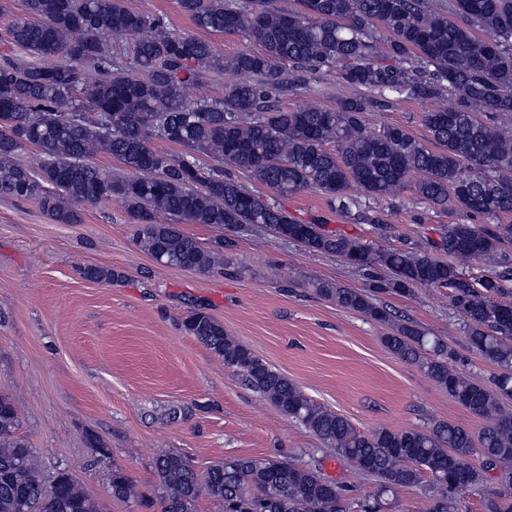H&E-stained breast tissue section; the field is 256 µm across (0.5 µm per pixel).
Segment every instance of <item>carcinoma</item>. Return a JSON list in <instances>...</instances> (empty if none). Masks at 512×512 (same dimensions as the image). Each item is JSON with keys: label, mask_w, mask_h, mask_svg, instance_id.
<instances>
[{"label": "carcinoma", "mask_w": 512, "mask_h": 512, "mask_svg": "<svg viewBox=\"0 0 512 512\" xmlns=\"http://www.w3.org/2000/svg\"><path fill=\"white\" fill-rule=\"evenodd\" d=\"M196 27L244 32L262 50L231 57L201 39L171 32L164 18L129 10L124 0H29L31 17L8 28L14 50L0 54V196L37 200L60 224L79 220L78 205L122 200L136 223V240L169 266L206 271L224 262L178 223L235 229L257 226L277 239L334 255L367 272L378 292L408 296L417 288L448 289V299L470 348L496 365L490 383L450 365L454 350L359 290L321 284L336 305L390 328L384 344L418 367L475 416L487 420L474 435L439 421L427 429L358 431L345 417L314 404L288 377L224 332L198 308L185 330L224 359L255 392L316 435L323 444L376 481L364 512H383L402 488L430 476L426 512H458L459 494L477 491L484 512H512V302L497 301L512 286V255L501 244L512 224V136L495 120L512 117V0H454L453 22L427 0H299L277 10L267 0H179ZM133 38L124 53L112 40ZM433 68L431 80L417 65ZM336 67L343 82L364 94L334 108L307 103L270 105L297 86L312 92L305 74ZM230 69L238 80L215 98L186 90ZM425 98L439 105L423 121L438 149L400 127L367 129L362 113L378 98ZM178 146L173 153L154 145ZM37 152L31 167L18 155ZM106 153L128 171L114 176L96 163ZM247 173L278 196L315 188L351 213L348 191L395 197L410 189L422 200L489 224H449L431 249L372 251L357 238L303 222L224 175ZM448 254L434 257L432 250ZM481 261L487 273L464 274ZM84 276L112 282L120 275L87 267ZM19 414L0 395V512H102L68 472L46 491ZM480 453L475 465L471 457ZM161 512H192L201 495L224 512H342L341 487L315 465L229 457L199 476L190 459L164 451L156 457ZM497 479L499 488L490 487ZM112 497L154 501L121 468L112 471Z\"/></svg>", "instance_id": "carcinoma-1"}]
</instances>
